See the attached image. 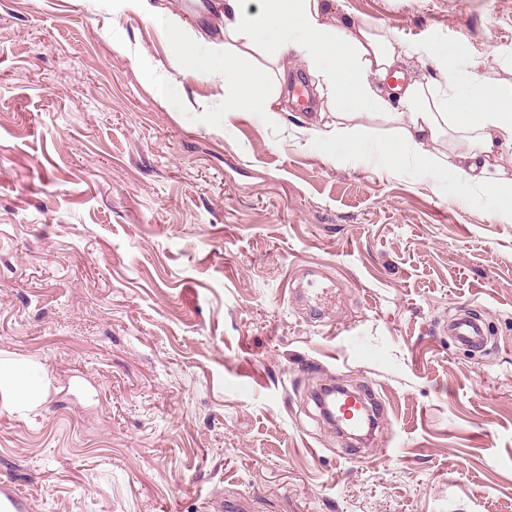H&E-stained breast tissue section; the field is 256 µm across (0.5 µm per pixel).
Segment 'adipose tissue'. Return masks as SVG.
Returning <instances> with one entry per match:
<instances>
[{
  "instance_id": "1",
  "label": "adipose tissue",
  "mask_w": 512,
  "mask_h": 512,
  "mask_svg": "<svg viewBox=\"0 0 512 512\" xmlns=\"http://www.w3.org/2000/svg\"><path fill=\"white\" fill-rule=\"evenodd\" d=\"M337 0H289L288 19L301 32L288 45L301 60L316 68L320 92L338 97L352 86L358 99L382 113L401 136L415 160L439 171L453 168L476 193L507 186L497 166L504 153L512 151V83L501 86L496 97L464 98L450 71L435 64L434 76L409 79L405 85L386 89L393 70L405 65L414 52L372 22L355 21L348 10H336ZM224 32L230 39L251 46L255 30L267 18L266 0L248 10L244 0H223ZM479 113L477 123L464 122L460 104ZM462 144L456 155L432 151L441 133ZM47 386L31 363L0 358V400L19 409L39 407Z\"/></svg>"
}]
</instances>
